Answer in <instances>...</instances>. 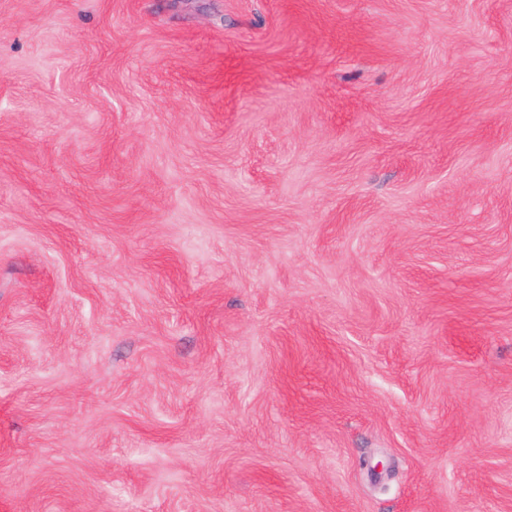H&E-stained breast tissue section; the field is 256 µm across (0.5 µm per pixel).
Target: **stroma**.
Returning a JSON list of instances; mask_svg holds the SVG:
<instances>
[{"label": "stroma", "mask_w": 512, "mask_h": 512, "mask_svg": "<svg viewBox=\"0 0 512 512\" xmlns=\"http://www.w3.org/2000/svg\"><path fill=\"white\" fill-rule=\"evenodd\" d=\"M0 512H512V0H0Z\"/></svg>", "instance_id": "1"}]
</instances>
